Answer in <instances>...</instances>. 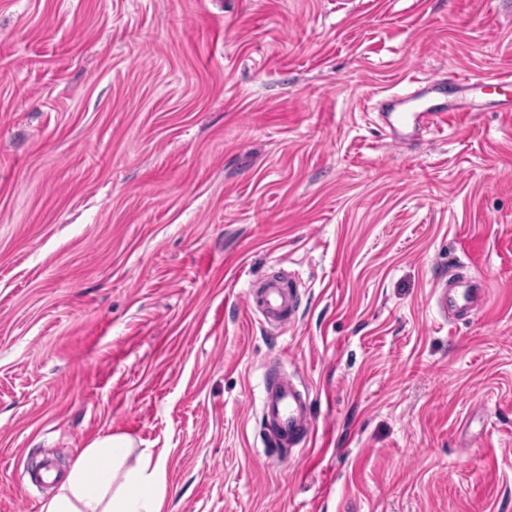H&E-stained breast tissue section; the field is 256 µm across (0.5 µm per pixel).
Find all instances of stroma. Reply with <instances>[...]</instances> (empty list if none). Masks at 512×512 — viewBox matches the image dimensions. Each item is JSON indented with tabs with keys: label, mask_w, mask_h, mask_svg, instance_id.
Returning a JSON list of instances; mask_svg holds the SVG:
<instances>
[{
	"label": "stroma",
	"mask_w": 512,
	"mask_h": 512,
	"mask_svg": "<svg viewBox=\"0 0 512 512\" xmlns=\"http://www.w3.org/2000/svg\"><path fill=\"white\" fill-rule=\"evenodd\" d=\"M452 72L496 86L387 144L385 97ZM505 98L512 0H0V512L104 434L163 457L167 512H512ZM281 271L276 330L247 292ZM271 362L312 399L285 464ZM484 288L477 280L460 276H449L434 283L431 301L445 319L469 316L478 311L484 300Z\"/></svg>",
	"instance_id": "1"
}]
</instances>
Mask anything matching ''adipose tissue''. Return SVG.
Masks as SVG:
<instances>
[{
    "label": "adipose tissue",
    "instance_id": "obj_1",
    "mask_svg": "<svg viewBox=\"0 0 512 512\" xmlns=\"http://www.w3.org/2000/svg\"><path fill=\"white\" fill-rule=\"evenodd\" d=\"M121 435L94 439L73 463L42 512H165L166 467L151 451L132 455ZM134 465H127L128 456Z\"/></svg>",
    "mask_w": 512,
    "mask_h": 512
}]
</instances>
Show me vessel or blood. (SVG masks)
<instances>
[{
	"label": "vessel or blood",
	"instance_id": "1",
	"mask_svg": "<svg viewBox=\"0 0 512 512\" xmlns=\"http://www.w3.org/2000/svg\"><path fill=\"white\" fill-rule=\"evenodd\" d=\"M470 109V103L464 100L446 108L387 112L383 115L384 135L394 146L406 148L423 134L444 131L454 115ZM261 295L265 318L280 327L291 323L295 315L296 289L271 278L264 283ZM431 300L441 316L458 319L478 311L484 290L475 279L451 276L434 283ZM260 417L271 454L281 462L290 461L291 448L297 447L313 430L309 392L297 382L294 373L282 368L267 374Z\"/></svg>",
	"mask_w": 512,
	"mask_h": 512
}]
</instances>
